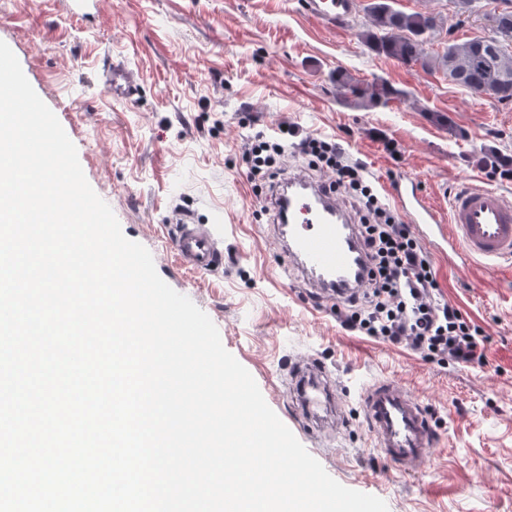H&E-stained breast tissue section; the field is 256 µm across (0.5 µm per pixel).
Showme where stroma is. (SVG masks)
Returning a JSON list of instances; mask_svg holds the SVG:
<instances>
[{
  "label": "stroma",
  "instance_id": "1",
  "mask_svg": "<svg viewBox=\"0 0 512 512\" xmlns=\"http://www.w3.org/2000/svg\"><path fill=\"white\" fill-rule=\"evenodd\" d=\"M303 0H108L101 21L75 20L60 0H0V40L77 148L84 175L112 208L124 236L156 255L159 276L217 326L267 404L327 473L383 499L389 512H512V266H433L444 300L481 327L484 367L429 363L345 330L333 303L313 299L271 233L242 160L246 141L281 124L336 139L378 189L410 175L430 202L448 205L459 183L512 197V177L486 169L496 149L512 158V105L471 95L440 69L372 54L360 33V0L348 27L308 19ZM437 16L425 44L443 54L449 36L491 37L503 0H477L459 22L455 0H390ZM129 61L137 100L111 98L107 59ZM343 70L401 92L363 109L336 92ZM224 228V266L205 274L172 251L174 221ZM330 370L343 427L307 425L288 390L287 359ZM390 377L425 405L438 434L429 461L404 474L379 453L358 393Z\"/></svg>",
  "mask_w": 512,
  "mask_h": 512
}]
</instances>
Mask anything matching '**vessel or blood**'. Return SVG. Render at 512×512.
Here are the masks:
<instances>
[{
  "mask_svg": "<svg viewBox=\"0 0 512 512\" xmlns=\"http://www.w3.org/2000/svg\"><path fill=\"white\" fill-rule=\"evenodd\" d=\"M67 13L86 18L99 14L105 0H62ZM357 0H305L308 18L333 29L347 26ZM101 79L109 94L130 100L140 91L135 72L122 60H107ZM287 195L278 196L277 210L288 219L273 226L291 264L316 294L340 297L362 288L367 261L358 228L328 185L303 175L288 178ZM397 208L411 221L416 235L428 243L453 270L482 263L493 267L512 262V200L499 190L463 184L452 193L449 212L427 202L415 178L389 184ZM172 248L180 262L206 273L224 264L222 239L212 226L177 222ZM289 376L296 401L311 421L331 410L334 392L324 364L294 361ZM364 420L384 458L400 472L419 470L437 444L421 402L392 378L368 385L360 396Z\"/></svg>",
  "mask_w": 512,
  "mask_h": 512,
  "instance_id": "obj_1",
  "label": "vessel or blood"
}]
</instances>
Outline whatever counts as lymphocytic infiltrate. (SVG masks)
<instances>
[{"instance_id":"lymphocytic-infiltrate-1","label":"lymphocytic infiltrate","mask_w":512,"mask_h":512,"mask_svg":"<svg viewBox=\"0 0 512 512\" xmlns=\"http://www.w3.org/2000/svg\"><path fill=\"white\" fill-rule=\"evenodd\" d=\"M291 150L307 157L311 169L329 172L331 189L355 199L362 212L358 229L368 278L358 294L337 299L341 325L407 347L430 363L484 365L481 328L442 299L434 267L412 225L384 202L365 168L348 162L336 142L283 125L276 137L256 134L244 158L251 175L261 176L272 190L285 173L281 160Z\"/></svg>"}]
</instances>
